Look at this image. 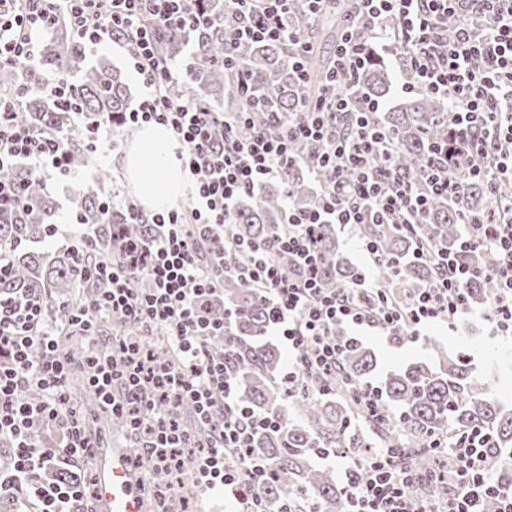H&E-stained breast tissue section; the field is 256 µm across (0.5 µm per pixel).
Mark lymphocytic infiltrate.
<instances>
[{
  "label": "lymphocytic infiltrate",
  "instance_id": "f902f5d3",
  "mask_svg": "<svg viewBox=\"0 0 512 512\" xmlns=\"http://www.w3.org/2000/svg\"><path fill=\"white\" fill-rule=\"evenodd\" d=\"M227 2L234 21L224 27L226 48L243 39L293 40L284 22L290 0ZM53 13L64 14L85 45L109 39L127 46L146 89L127 121L170 127L185 147L184 166L191 177L187 202L178 208L149 215L125 201L129 217L156 225L158 234L118 236L124 265L80 264L79 273L94 275L106 286L95 303L61 307L75 325L107 315L125 319L142 337L165 328L181 355L179 364L157 365L139 340L117 339L112 352L122 367L98 360L87 373L102 408L127 418L136 443L134 465L141 475L178 471L182 449L195 446L200 449V494L222 493L237 500L243 480L257 484L267 474L268 465L253 453L251 442L270 420L237 410L223 362L209 356L200 340L204 321L199 305L223 281L224 256L216 254L204 267L198 249L226 238L239 196L264 179L282 177L294 164L293 142L320 143L316 172L325 183L326 198L310 215L289 210L290 232L276 239L279 250L294 258L297 273L283 271L262 245L239 246L246 257L240 273L269 294L272 330L288 345L289 393L303 391L305 364L335 369L336 326L384 332L403 326L415 335L433 321L452 325L469 312V269L455 255L436 257L428 248L420 254L435 257V282L407 309L392 306L377 281L363 276L350 288L327 292L319 286L314 242L320 225L399 224L411 233L417 216L427 210L426 195L401 183L389 163H377V155L389 151L386 133L360 118L350 131L341 127L343 116L353 111L348 79L377 51H390L392 37H399L404 47L402 72L415 76L402 83V91L444 97L453 107L448 122L466 170L449 176L447 154L441 150L423 166L426 182L460 204L470 178L486 183L491 207L486 218L467 224L460 248L497 253L490 276L498 292L487 306L488 317L495 335L512 338V208L502 209L498 196L500 181L512 180V0H350L333 73L316 97L302 102V118L284 120L270 112L257 125L249 113L213 112L170 92L177 75L158 37L165 28L197 29L205 16L196 0H0V66L33 62L37 35ZM15 108V103L0 101V167L24 160L41 175L70 173L71 158L62 140L16 122ZM242 123L253 126L249 138L237 134ZM139 276L150 281L148 291L135 288ZM41 308L38 298L23 292L0 295V356L9 358L0 363V437L9 438L13 448L11 468L0 470V497L32 500L36 512H83L87 491L64 476L63 469L92 444L77 413L69 409V362L58 350L53 329L41 324ZM33 386L41 391L36 402L25 397ZM186 401L201 422L217 414L224 417L206 444H197L175 419ZM36 420L56 435V442L30 438ZM448 454L454 491L447 512H484L492 497L498 498L500 512H512V492L503 491L491 475L497 454L486 433L462 435ZM412 481L391 452L375 456L367 462L363 480L350 486L352 512H436L434 502L411 498Z\"/></svg>",
  "mask_w": 512,
  "mask_h": 512
}]
</instances>
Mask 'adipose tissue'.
Returning <instances> with one entry per match:
<instances>
[{"mask_svg":"<svg viewBox=\"0 0 512 512\" xmlns=\"http://www.w3.org/2000/svg\"><path fill=\"white\" fill-rule=\"evenodd\" d=\"M182 144L167 127L144 125L129 143L122 159L129 187L148 211L168 208L188 191L178 154Z\"/></svg>","mask_w":512,"mask_h":512,"instance_id":"adipose-tissue-1","label":"adipose tissue"}]
</instances>
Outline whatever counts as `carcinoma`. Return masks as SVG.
I'll list each match as a JSON object with an SVG mask.
<instances>
[{"label": "carcinoma", "instance_id": "carcinoma-1", "mask_svg": "<svg viewBox=\"0 0 512 512\" xmlns=\"http://www.w3.org/2000/svg\"><path fill=\"white\" fill-rule=\"evenodd\" d=\"M210 22L192 35L168 29L161 46L174 64L186 67L187 82L174 85L193 101L216 111L224 110V95L236 97L237 105L250 112L299 111L301 101L320 86L332 63L320 55L312 41L314 29L300 4L291 5L288 24L295 37L308 45L305 58L308 80H298L292 64L295 46L287 42L240 43L230 62H224V0H200ZM51 37L41 53V70L5 65L0 68V96L20 97L16 120L28 126L61 135L74 164L85 162L88 129L107 120L125 138L136 128L123 123L125 113L134 109L123 73L105 57L89 58L74 36L67 18L59 15L50 27ZM65 79L74 86L76 107L59 104L48 89L26 90L39 84L42 72ZM251 75L248 92L237 90V73ZM393 74L385 61L374 56L359 74L357 86L371 99L383 101L390 93ZM449 101L423 93L403 97L388 112L368 114L369 122L392 138L390 163L400 181L428 195L427 213L417 220L416 233L407 234L397 224H363L361 236L378 245L388 265L379 268V282L388 297L405 307L435 276L433 263L416 258L424 243L444 253L453 251L461 264L473 272L466 287L472 305H487L496 293L488 272L497 265L496 253L488 248L459 252L466 218H482L488 210L482 180L466 184L465 209L459 210L445 195L430 191L421 166L438 145L446 141ZM314 148L295 147V163L284 180L256 184L236 204L231 217V236L262 243L273 234L288 233V206L304 213L321 207L320 193L311 187L316 177L311 163ZM0 180L22 187L28 205L9 219L0 218V244H14L43 238L48 225L56 221V204L40 175L17 164L0 169ZM103 188H90L74 198V216L90 225L92 239L83 249L79 239L52 254L26 252L15 248L10 257V276L0 279V293L22 289L43 302L42 321L59 325V350L74 361L79 371L86 368L90 348L77 326L60 324L59 305L96 299L94 280L80 279L75 267L78 253L89 263L116 262L119 252L112 244V226L135 238L153 236L156 226L132 224L119 211L103 213ZM316 248L322 262V286L349 288L357 280L355 268L344 263L337 241L336 225L322 224ZM242 261L238 252L224 246V304L209 300L202 315L224 318V334L207 336L208 353L224 356L225 373L236 383V403L256 414L278 422L273 432L261 433L253 442L256 455L267 460L271 470L266 480L247 492L263 499L266 512H282L286 506L313 512H349V490L338 483L336 473L316 462L324 451H336L352 463L364 464L382 448L398 450L396 462L411 471L409 488L413 497L435 495L446 490L447 482H432L429 475L449 471L448 460L432 448L435 440L453 444L460 436L480 429L490 435L498 449L496 479L512 487V407L497 400L486 379L477 375L471 360L459 352L436 350L429 361L412 362L386 373L378 381L382 390V415H372L357 399L358 390L368 383L377 367L373 353L355 339L336 329V341L343 346L336 372L324 375L316 369L304 373L307 391L288 396L283 384V360L279 348L269 339L268 300L263 292L246 283L237 271ZM163 330L148 337L147 347L161 361L173 363L177 354L160 340ZM185 424L203 440L217 428L220 419L204 425L193 409H181ZM98 428L126 433L124 418L103 413Z\"/></svg>", "mask_w": 512, "mask_h": 512}]
</instances>
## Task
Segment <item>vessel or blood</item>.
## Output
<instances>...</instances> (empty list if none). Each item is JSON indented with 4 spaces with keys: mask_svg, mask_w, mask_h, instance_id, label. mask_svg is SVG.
I'll use <instances>...</instances> for the list:
<instances>
[{
    "mask_svg": "<svg viewBox=\"0 0 512 512\" xmlns=\"http://www.w3.org/2000/svg\"><path fill=\"white\" fill-rule=\"evenodd\" d=\"M130 457L126 449H113L109 463L100 469L95 490L98 512H143L139 480L131 469Z\"/></svg>",
    "mask_w": 512,
    "mask_h": 512,
    "instance_id": "obj_1",
    "label": "vessel or blood"
}]
</instances>
